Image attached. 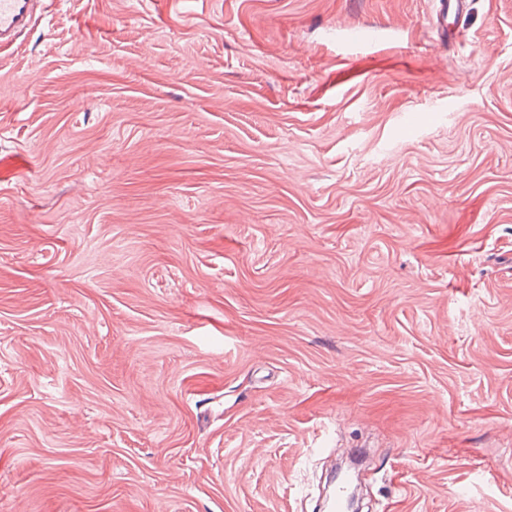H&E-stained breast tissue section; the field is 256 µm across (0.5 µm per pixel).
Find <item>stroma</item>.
<instances>
[{
    "label": "stroma",
    "instance_id": "stroma-1",
    "mask_svg": "<svg viewBox=\"0 0 512 512\" xmlns=\"http://www.w3.org/2000/svg\"><path fill=\"white\" fill-rule=\"evenodd\" d=\"M512 512V0H56L0 49V512Z\"/></svg>",
    "mask_w": 512,
    "mask_h": 512
}]
</instances>
